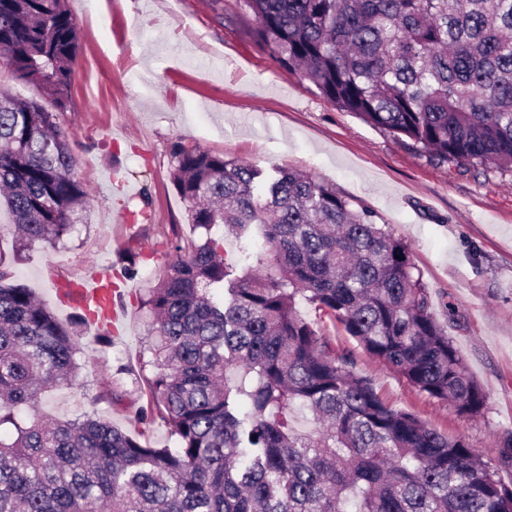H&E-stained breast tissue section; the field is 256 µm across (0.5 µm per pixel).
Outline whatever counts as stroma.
Returning a JSON list of instances; mask_svg holds the SVG:
<instances>
[{
  "label": "stroma",
  "instance_id": "35a3bbf8",
  "mask_svg": "<svg viewBox=\"0 0 512 512\" xmlns=\"http://www.w3.org/2000/svg\"><path fill=\"white\" fill-rule=\"evenodd\" d=\"M81 30L71 100L60 121L71 135L89 193L63 242L15 250L8 210L0 207V254L14 260L18 283L35 289L61 320L73 313L59 284L78 281L128 256L145 258L128 282L123 329L100 347L84 331V368L74 387L47 393L50 419L80 414L111 421L154 444L142 430L147 403L136 383L148 360L140 301L164 273L170 241L192 237L186 204L174 188L169 148L183 140L264 169L292 167L358 200L409 248L470 374L487 396L484 413L459 417L366 354L312 305L298 309L388 403L439 432L466 440L512 479V173L459 174L339 110L314 86L281 68L254 41L253 18L239 0H66ZM461 313L448 319V306Z\"/></svg>",
  "mask_w": 512,
  "mask_h": 512
}]
</instances>
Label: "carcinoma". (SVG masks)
Segmentation results:
<instances>
[{
    "label": "carcinoma",
    "instance_id": "obj_1",
    "mask_svg": "<svg viewBox=\"0 0 512 512\" xmlns=\"http://www.w3.org/2000/svg\"><path fill=\"white\" fill-rule=\"evenodd\" d=\"M256 43L333 102L432 160L512 171V0H240ZM80 28L64 0H0V69L55 111L0 93V191L16 253L59 242L87 191L67 110ZM171 178L196 238L141 301L158 446L109 421L47 419L73 386L88 307L64 324L0 256V512H512V481L391 405L297 309L464 418L487 394L435 318L407 246L372 212L288 167L176 141ZM224 226L255 264L224 257ZM315 427L299 431L292 413Z\"/></svg>",
    "mask_w": 512,
    "mask_h": 512
}]
</instances>
